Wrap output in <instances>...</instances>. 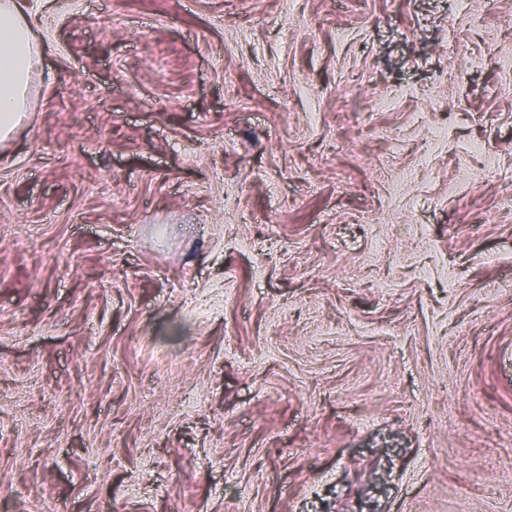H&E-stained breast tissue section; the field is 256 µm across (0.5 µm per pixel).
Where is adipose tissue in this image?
Here are the masks:
<instances>
[{
	"label": "adipose tissue",
	"mask_w": 512,
	"mask_h": 512,
	"mask_svg": "<svg viewBox=\"0 0 512 512\" xmlns=\"http://www.w3.org/2000/svg\"><path fill=\"white\" fill-rule=\"evenodd\" d=\"M41 48L22 0H0V142L19 129L29 108L31 76Z\"/></svg>",
	"instance_id": "obj_1"
}]
</instances>
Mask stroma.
Here are the masks:
<instances>
[{
    "mask_svg": "<svg viewBox=\"0 0 512 512\" xmlns=\"http://www.w3.org/2000/svg\"><path fill=\"white\" fill-rule=\"evenodd\" d=\"M24 2L0 512H512V0Z\"/></svg>",
    "mask_w": 512,
    "mask_h": 512,
    "instance_id": "stroma-1",
    "label": "stroma"
}]
</instances>
